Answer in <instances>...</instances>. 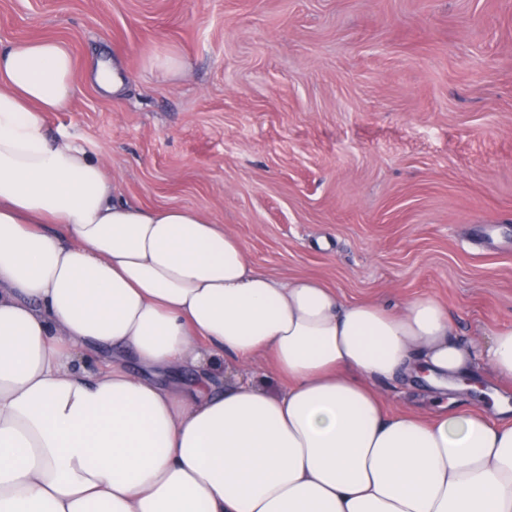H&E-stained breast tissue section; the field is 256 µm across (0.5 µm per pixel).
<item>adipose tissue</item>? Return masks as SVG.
Segmentation results:
<instances>
[{"instance_id":"obj_1","label":"adipose tissue","mask_w":512,"mask_h":512,"mask_svg":"<svg viewBox=\"0 0 512 512\" xmlns=\"http://www.w3.org/2000/svg\"><path fill=\"white\" fill-rule=\"evenodd\" d=\"M73 67L56 40L0 49V512H512L501 408L392 414L375 386L512 378V328L463 344L434 299L345 303L120 200L45 132ZM260 357L281 390L215 373Z\"/></svg>"}]
</instances>
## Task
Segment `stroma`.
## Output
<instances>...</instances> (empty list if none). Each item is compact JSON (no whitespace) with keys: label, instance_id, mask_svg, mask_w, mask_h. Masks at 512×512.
Wrapping results in <instances>:
<instances>
[{"label":"stroma","instance_id":"stroma-1","mask_svg":"<svg viewBox=\"0 0 512 512\" xmlns=\"http://www.w3.org/2000/svg\"><path fill=\"white\" fill-rule=\"evenodd\" d=\"M19 38L69 47L77 93L46 133L125 201L199 211L258 271L346 303L512 328V0H0V47ZM103 58L121 95L90 78ZM379 388L434 408L424 381Z\"/></svg>","mask_w":512,"mask_h":512}]
</instances>
